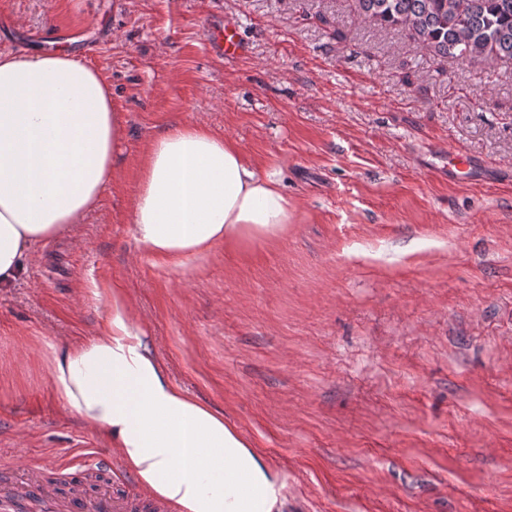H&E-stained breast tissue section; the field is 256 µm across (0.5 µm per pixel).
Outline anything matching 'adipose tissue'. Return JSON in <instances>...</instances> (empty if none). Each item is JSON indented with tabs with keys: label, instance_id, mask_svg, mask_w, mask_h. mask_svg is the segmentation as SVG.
<instances>
[{
	"label": "adipose tissue",
	"instance_id": "ef3b65f1",
	"mask_svg": "<svg viewBox=\"0 0 512 512\" xmlns=\"http://www.w3.org/2000/svg\"><path fill=\"white\" fill-rule=\"evenodd\" d=\"M122 134L96 69L60 50L0 51V288L95 207ZM294 214L279 180L258 174L234 142L183 124L149 142L132 231L146 255L180 267L220 243L278 239ZM48 372L53 395L173 512H282L285 477L171 381L120 290L103 333L52 350Z\"/></svg>",
	"mask_w": 512,
	"mask_h": 512
}]
</instances>
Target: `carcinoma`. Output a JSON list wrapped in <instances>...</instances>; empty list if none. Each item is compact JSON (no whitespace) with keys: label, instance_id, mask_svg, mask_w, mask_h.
I'll return each instance as SVG.
<instances>
[{"label":"carcinoma","instance_id":"cac0c4a2","mask_svg":"<svg viewBox=\"0 0 512 512\" xmlns=\"http://www.w3.org/2000/svg\"><path fill=\"white\" fill-rule=\"evenodd\" d=\"M360 19L399 28L418 47L473 65L512 59V0H352Z\"/></svg>","mask_w":512,"mask_h":512}]
</instances>
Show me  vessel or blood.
Returning a JSON list of instances; mask_svg holds the SVG:
<instances>
[{"label":"vessel or blood","instance_id":"vessel-or-blood-1","mask_svg":"<svg viewBox=\"0 0 512 512\" xmlns=\"http://www.w3.org/2000/svg\"><path fill=\"white\" fill-rule=\"evenodd\" d=\"M209 43L219 55L233 58L245 51L237 29L221 28L211 32ZM64 468L37 460L17 465L11 458H0V512H169L159 498H146L127 491L121 494L113 485L125 482L118 458L113 453H97L93 464L83 473L94 490L84 494L68 490L60 482Z\"/></svg>","mask_w":512,"mask_h":512}]
</instances>
